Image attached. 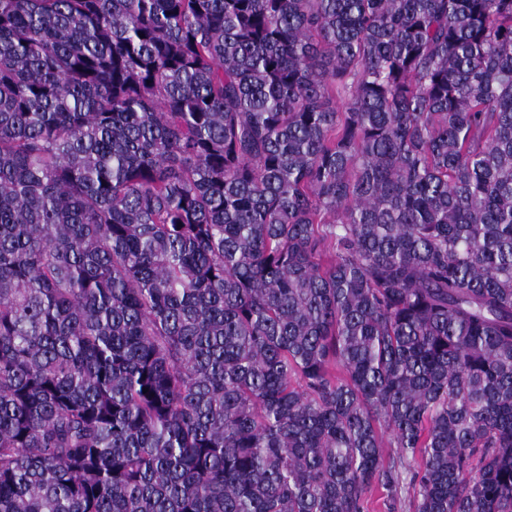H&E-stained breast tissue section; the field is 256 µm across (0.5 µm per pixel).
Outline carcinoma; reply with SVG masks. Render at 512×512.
I'll return each instance as SVG.
<instances>
[{
	"instance_id": "cac0c4a2",
	"label": "carcinoma",
	"mask_w": 512,
	"mask_h": 512,
	"mask_svg": "<svg viewBox=\"0 0 512 512\" xmlns=\"http://www.w3.org/2000/svg\"><path fill=\"white\" fill-rule=\"evenodd\" d=\"M405 485L512 512V0H0V512Z\"/></svg>"
}]
</instances>
